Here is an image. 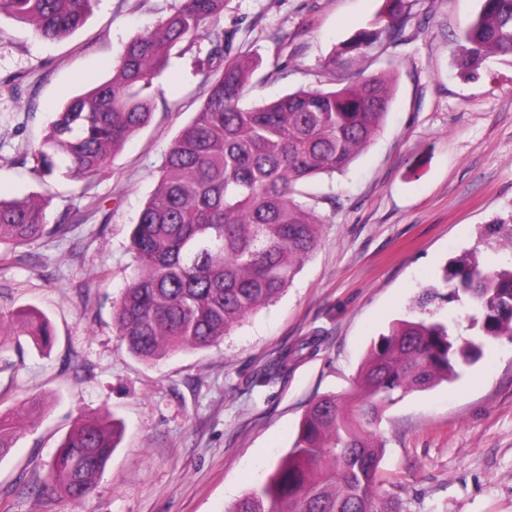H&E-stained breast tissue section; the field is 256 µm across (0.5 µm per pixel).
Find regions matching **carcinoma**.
<instances>
[{
  "instance_id": "cac0c4a2",
  "label": "carcinoma",
  "mask_w": 512,
  "mask_h": 512,
  "mask_svg": "<svg viewBox=\"0 0 512 512\" xmlns=\"http://www.w3.org/2000/svg\"><path fill=\"white\" fill-rule=\"evenodd\" d=\"M94 0H0V13L30 25L46 41L80 27ZM224 0H181L164 21L125 46L112 78L72 97L55 113L33 153L44 176L66 161V176L97 175L109 155L146 127L153 115L145 90L166 67L171 50L205 36L212 45L201 105L172 142L157 185L130 233L135 268L113 305L112 320L129 353L142 360L202 350L248 314L277 298L315 249L323 221L298 197L301 186L346 171L378 134L392 102L382 76H360L334 90H298L242 108L252 63L206 23ZM406 0H385L375 29L359 33L339 53L363 54L396 38ZM457 66L475 78L491 57L512 60V0H481L460 30ZM47 199H0V243L14 246L65 234L49 225ZM446 296L472 307L463 337L456 323L403 319L373 343L355 379L353 397L314 401L287 456L259 488L228 512H404L402 501L378 490L383 445L374 428L395 395L429 389L458 375L485 345L512 341V268L487 270L474 257L452 261L442 279ZM34 342L48 348L53 331L37 312H16ZM122 433L112 419L77 420L57 449L47 480L27 487L37 498H80L110 459ZM16 436L0 418V458Z\"/></svg>"
}]
</instances>
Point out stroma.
Listing matches in <instances>:
<instances>
[{"instance_id":"1","label":"stroma","mask_w":512,"mask_h":512,"mask_svg":"<svg viewBox=\"0 0 512 512\" xmlns=\"http://www.w3.org/2000/svg\"><path fill=\"white\" fill-rule=\"evenodd\" d=\"M181 0H96L58 41L0 13V197L48 198L49 224L70 233L0 261V313L33 306L55 339L16 333L0 348V414L20 430L0 459V512H228L287 455L317 398L350 395L366 354L453 259L512 265L488 224L512 223V62L489 58L460 76L456 36L480 0H407L402 37L366 57L341 44L372 28L384 0H224L214 24L257 60L241 104L299 89H339L386 75L383 126L349 170L305 184L322 221L318 245L272 305L216 344L147 363L117 336L112 306L133 274L130 226L153 192L164 153L200 105L211 45L174 51L149 90V126L96 177H41L32 150L52 115L111 78L124 45ZM311 349H302L307 339ZM291 353L265 381V367ZM119 420L123 436L82 499L21 494L43 481L75 420ZM381 495L406 512H512V341L487 344L458 377L387 405Z\"/></svg>"}]
</instances>
